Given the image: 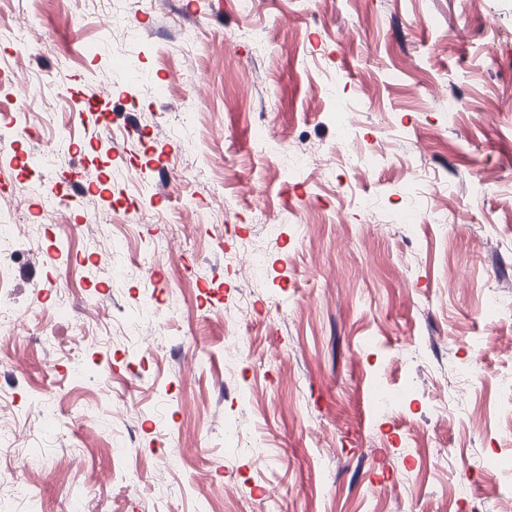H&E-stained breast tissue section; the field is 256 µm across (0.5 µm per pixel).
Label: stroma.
<instances>
[{
  "label": "stroma",
  "mask_w": 512,
  "mask_h": 512,
  "mask_svg": "<svg viewBox=\"0 0 512 512\" xmlns=\"http://www.w3.org/2000/svg\"><path fill=\"white\" fill-rule=\"evenodd\" d=\"M165 4L0 0V233L36 247L4 283L0 512H499L512 0Z\"/></svg>",
  "instance_id": "obj_1"
}]
</instances>
